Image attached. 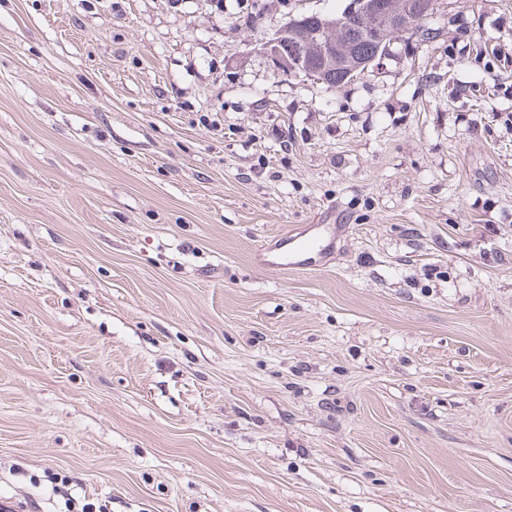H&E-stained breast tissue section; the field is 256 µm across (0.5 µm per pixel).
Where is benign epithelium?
Listing matches in <instances>:
<instances>
[{"mask_svg":"<svg viewBox=\"0 0 512 512\" xmlns=\"http://www.w3.org/2000/svg\"><path fill=\"white\" fill-rule=\"evenodd\" d=\"M435 5L436 0H391L387 8L377 10L372 0H351L338 17L314 14L290 19L263 44L262 52L279 72L300 70L328 84L336 71L356 77L380 57L365 60L356 55L350 41L351 22H359L371 40L384 45L385 56L396 37L419 34L412 24L413 17L434 9ZM313 60L318 61L315 69L309 66Z\"/></svg>","mask_w":512,"mask_h":512,"instance_id":"benign-epithelium-1","label":"benign epithelium"}]
</instances>
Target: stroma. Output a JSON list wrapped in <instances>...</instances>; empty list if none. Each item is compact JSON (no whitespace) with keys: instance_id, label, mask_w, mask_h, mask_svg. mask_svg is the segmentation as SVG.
Wrapping results in <instances>:
<instances>
[{"instance_id":"stroma-1","label":"stroma","mask_w":512,"mask_h":512,"mask_svg":"<svg viewBox=\"0 0 512 512\" xmlns=\"http://www.w3.org/2000/svg\"><path fill=\"white\" fill-rule=\"evenodd\" d=\"M349 3L0 0V497L512 512V0L274 71ZM327 229V226L317 227V232L310 237L282 238L275 249L266 251L264 248L258 253L259 266L277 271L317 266V256L322 255L324 250L322 237Z\"/></svg>"}]
</instances>
